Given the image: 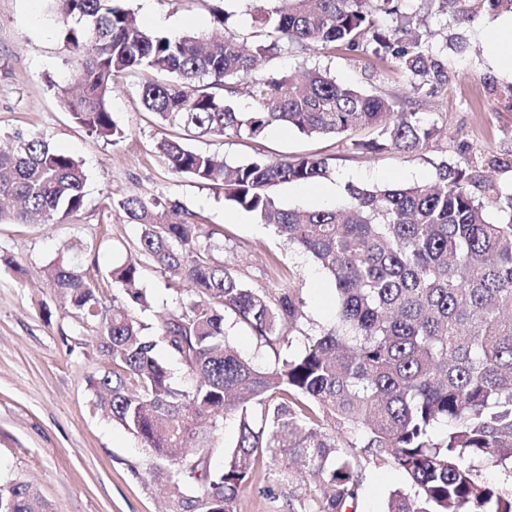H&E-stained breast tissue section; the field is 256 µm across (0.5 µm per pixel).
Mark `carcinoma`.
Returning <instances> with one entry per match:
<instances>
[{"mask_svg": "<svg viewBox=\"0 0 512 512\" xmlns=\"http://www.w3.org/2000/svg\"><path fill=\"white\" fill-rule=\"evenodd\" d=\"M65 26L78 97L73 118L117 144L126 137L108 102L115 79L143 70L164 77L139 87L145 109L200 138L255 140L274 126L307 137L344 136L372 127L360 149L418 153L436 129L388 99L336 82L311 68L298 84L286 71L268 74L258 58L317 45L348 54L373 53L411 78L414 88L447 79L442 52L404 26L384 28L400 0H271L252 16L255 47L224 29L170 38L143 28L114 0H53ZM462 22L482 12H512V0H454ZM0 150V200L16 206L0 221L47 224L81 211L87 174L75 158L38 133H16ZM168 169L197 182L222 180L224 198L271 225L333 277L336 318L283 355L304 318L302 289L251 288L212 258L203 231L170 200L119 201L140 227L137 257L112 268L125 303L103 305L75 267L49 269L73 314L95 324L94 341L110 367L90 379L100 405L152 452L173 465L169 512H233L232 504L261 463L288 466L285 481L319 477L323 490L302 512H347L356 505L362 469L350 448L388 461L405 476L388 512H512V491L479 479L466 464L478 458L512 470V193L441 162L433 181L410 186H354L330 209L277 205L273 186L330 173L328 159L256 156L230 165L181 139L157 144ZM507 200L503 222L487 203ZM154 265L190 286L191 298L155 326L143 268ZM247 328L275 357L254 365L230 342L225 318ZM184 371L176 382L158 348ZM239 419V437L224 467L213 471L196 420ZM444 422L446 432L436 437ZM0 512H51L27 482H0Z\"/></svg>", "mask_w": 512, "mask_h": 512, "instance_id": "carcinoma-1", "label": "carcinoma"}]
</instances>
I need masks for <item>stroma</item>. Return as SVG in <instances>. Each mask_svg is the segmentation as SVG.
Wrapping results in <instances>:
<instances>
[{"label":"stroma","mask_w":512,"mask_h":512,"mask_svg":"<svg viewBox=\"0 0 512 512\" xmlns=\"http://www.w3.org/2000/svg\"><path fill=\"white\" fill-rule=\"evenodd\" d=\"M137 18H163L160 33L179 37L218 32L209 6L199 0H114ZM400 10L416 31L443 52L448 79L414 91L405 75L371 53L355 55L312 48L273 54L261 61L267 73L298 66L329 70L337 82L381 95L418 113L438 135L416 154L391 149H354L375 133L309 138L278 128L257 141L207 138L195 149L226 162L317 154L332 172L324 183L330 197L308 194L303 184L272 187L284 208L311 210L342 203L351 185H398L430 181L440 162L501 186L512 184V77L499 74L485 34L505 14L485 13L472 24L440 10L436 0H402ZM63 25L49 0H0V146L15 132L41 134L80 161L87 173L84 208L56 224L0 222V481L34 484L53 512H165L168 475L148 474L151 454L99 406L89 383L107 364L93 346V328L68 312L47 278L54 261H76L104 303L122 299L109 271L122 263L138 235L120 200L161 196L178 202L191 222L215 229L214 258L254 288H277L301 276L306 321L293 340L304 349L335 313L334 282L311 258L257 223L251 213L225 201L222 185L173 175L157 150L162 139L180 135L146 112L138 89L144 76L118 78L109 109L129 134L112 144L77 123L65 104L74 92L73 62L64 47ZM364 482L356 512H386L391 493L405 487L390 463L359 458ZM258 467L233 503L234 512H289L290 501L312 495V486L275 483Z\"/></svg>","instance_id":"stroma-1"}]
</instances>
